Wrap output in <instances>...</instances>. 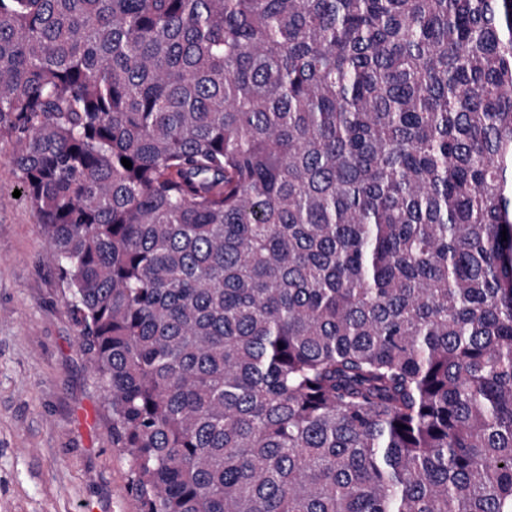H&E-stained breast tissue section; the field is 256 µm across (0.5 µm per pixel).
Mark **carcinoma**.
I'll return each mask as SVG.
<instances>
[{
  "label": "carcinoma",
  "instance_id": "carcinoma-1",
  "mask_svg": "<svg viewBox=\"0 0 512 512\" xmlns=\"http://www.w3.org/2000/svg\"><path fill=\"white\" fill-rule=\"evenodd\" d=\"M0 140L139 512H512V0H0Z\"/></svg>",
  "mask_w": 512,
  "mask_h": 512
}]
</instances>
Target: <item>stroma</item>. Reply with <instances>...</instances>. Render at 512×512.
<instances>
[{"instance_id": "1", "label": "stroma", "mask_w": 512, "mask_h": 512, "mask_svg": "<svg viewBox=\"0 0 512 512\" xmlns=\"http://www.w3.org/2000/svg\"><path fill=\"white\" fill-rule=\"evenodd\" d=\"M11 151L0 141V512H139Z\"/></svg>"}]
</instances>
